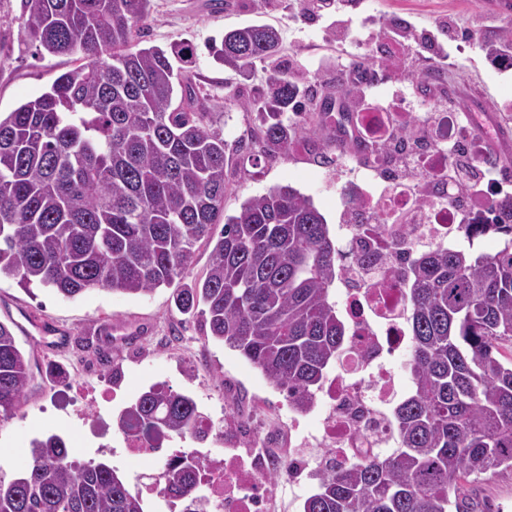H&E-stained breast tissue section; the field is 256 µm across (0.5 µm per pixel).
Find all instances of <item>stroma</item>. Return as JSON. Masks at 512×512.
Wrapping results in <instances>:
<instances>
[{"instance_id": "35a3bbf8", "label": "stroma", "mask_w": 512, "mask_h": 512, "mask_svg": "<svg viewBox=\"0 0 512 512\" xmlns=\"http://www.w3.org/2000/svg\"><path fill=\"white\" fill-rule=\"evenodd\" d=\"M382 24L406 20L423 33L453 15L463 35L455 64L431 59L428 49L413 47L403 68L387 70L372 101L397 97L410 116L426 113L439 89L455 93V106L485 134L488 151L499 168L512 174V70H494L486 45L499 42L508 26L491 13L485 0H375ZM305 0H151L150 16L140 32L142 45L164 49L189 41L196 47L185 75L210 111L216 112L227 142L226 213H235L247 198L277 185H291L312 199L328 226L339 220L337 189L348 168L322 162L330 136L299 132L288 153L260 157L252 141L255 114L248 106L267 77L288 65L303 67L312 93L333 90L340 65L367 68L378 60L375 49L347 47L345 28L335 18L306 14ZM21 0H0V113L14 110L73 69L68 55L38 54L19 37ZM269 23L282 41L271 58L240 73L214 62L208 46L229 28ZM425 94H417L416 83ZM161 287L145 295L91 290L67 299L39 285L25 289L16 279L0 278V322L8 325L30 364L32 379L14 416L0 422V474L15 477L30 455V442L49 434L65 439L81 461L105 462L128 484L157 474L151 457L127 454L118 433L123 410L156 384L191 395L213 421L232 428L253 422L255 430H287L297 421L302 433L318 431L315 411L296 412L284 394L237 352L208 338L201 315L182 314L177 289ZM96 387L98 400L75 412L70 388ZM476 512H512V471L500 470L465 484Z\"/></svg>"}]
</instances>
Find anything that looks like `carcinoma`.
Segmentation results:
<instances>
[{"mask_svg": "<svg viewBox=\"0 0 512 512\" xmlns=\"http://www.w3.org/2000/svg\"><path fill=\"white\" fill-rule=\"evenodd\" d=\"M150 0H22L23 41L82 64L0 117V276L64 298L88 290L149 294L183 279L195 246L213 244L205 276L176 293L206 316L213 340L236 350L298 411L310 409L346 344L331 301L338 254L323 214L290 185L224 215V128L182 80L183 42L141 47ZM270 24L224 33L210 51L240 70L273 55ZM304 91L272 73L254 104L252 137L268 156L300 130ZM224 223L218 239L214 226ZM485 234L494 254L435 247L411 259L406 291L412 390L394 410L398 447L320 474L303 512H472L462 485L512 471V211ZM29 362L0 322V420L20 407ZM202 413L164 385L119 420L150 448L202 440ZM202 460L163 466L164 497L195 493ZM0 512H144L143 498L103 462L69 456L51 435L33 442L22 473L0 479Z\"/></svg>", "mask_w": 512, "mask_h": 512, "instance_id": "1", "label": "carcinoma"}]
</instances>
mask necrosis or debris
<instances>
[{"mask_svg":"<svg viewBox=\"0 0 512 512\" xmlns=\"http://www.w3.org/2000/svg\"><path fill=\"white\" fill-rule=\"evenodd\" d=\"M383 120L376 110L323 117L336 134L337 164L351 160L355 166L340 190L346 220L335 226L342 290L336 308L347 344L321 392V461L312 465L299 454L282 456L269 443L246 458L229 450L206 457L195 496L168 500L169 512H274L265 474L282 468L294 482L309 468L345 466L396 448L393 409L405 389L395 365L404 362L410 343L408 260L424 247L478 241L474 226L499 222L501 212L512 209V191L493 187L484 203L470 206L433 172L430 205H415L411 189L396 180L391 159L378 147ZM383 214L396 216V223H376Z\"/></svg>","mask_w":512,"mask_h":512,"instance_id":"4bbe7bcc","label":"necrosis or debris"}]
</instances>
